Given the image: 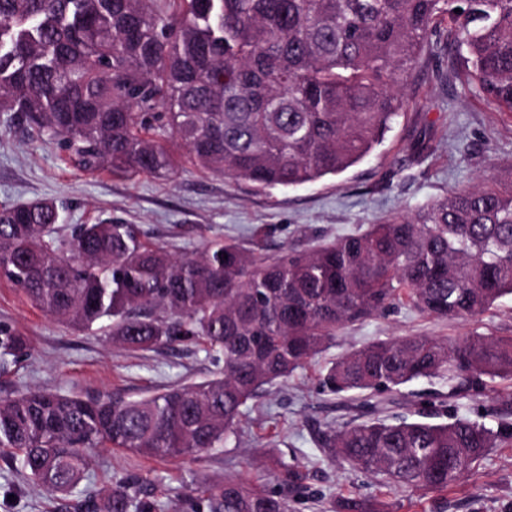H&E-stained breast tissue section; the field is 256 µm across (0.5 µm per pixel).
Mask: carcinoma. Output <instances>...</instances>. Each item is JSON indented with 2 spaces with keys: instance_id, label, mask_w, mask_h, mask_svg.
I'll use <instances>...</instances> for the list:
<instances>
[{
  "instance_id": "1",
  "label": "carcinoma",
  "mask_w": 512,
  "mask_h": 512,
  "mask_svg": "<svg viewBox=\"0 0 512 512\" xmlns=\"http://www.w3.org/2000/svg\"><path fill=\"white\" fill-rule=\"evenodd\" d=\"M461 12H455V9ZM467 83L512 114V0H0V112L48 135L85 171L170 176L178 138L203 172L258 190L338 176L369 157L408 105L401 89L441 26ZM60 206L0 208V278L44 312L131 352L189 344L222 363L150 395L32 389L0 397L7 464L64 501L90 452L155 459L238 441L244 408L326 351L344 327L409 306L476 317L512 297V173L481 176L411 215L269 257L221 239L178 258L133 224H79ZM29 338L0 326V375ZM420 378L481 394L512 381V336L375 342L326 367L333 395ZM512 444V399L496 427L455 413L373 418L320 447L355 469L442 492L488 449ZM83 512H162L136 475ZM182 512H292L288 495L233 477L185 489Z\"/></svg>"
}]
</instances>
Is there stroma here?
Returning <instances> with one entry per match:
<instances>
[{"mask_svg": "<svg viewBox=\"0 0 512 512\" xmlns=\"http://www.w3.org/2000/svg\"><path fill=\"white\" fill-rule=\"evenodd\" d=\"M447 53L423 56L404 93L408 107L372 155L341 175L296 187L258 191L252 185L182 162L167 179L87 172L70 164L48 138L29 134L0 112V207L51 198L64 205L62 227L112 220L138 225L155 243L179 256L220 236L269 256L308 248L408 214L479 175L512 173V116L498 111L473 86L439 79ZM0 325L24 333L30 349L8 375L0 396L33 388L63 394L119 392L140 396L167 384L202 381L212 364L190 345L130 353L101 335L73 330L0 281ZM479 333L512 336V298L473 319H437L403 306L341 330L335 344L247 407L236 446L197 460L147 459L110 449L93 452L79 494L96 493L115 477L137 474L177 512L185 487L224 476L281 490L285 468L306 475L292 493L293 512H331L342 497L369 499L380 512H512V445L489 449L465 479L445 492L388 487L352 471L320 446L326 427L368 420L373 409L406 416L446 408L493 425L499 401L512 384H488L477 396H449L439 380L420 379L366 398L334 396L321 370L353 349L407 336L456 342ZM52 496L27 484L0 458V512H54Z\"/></svg>", "mask_w": 512, "mask_h": 512, "instance_id": "stroma-1", "label": "stroma"}]
</instances>
